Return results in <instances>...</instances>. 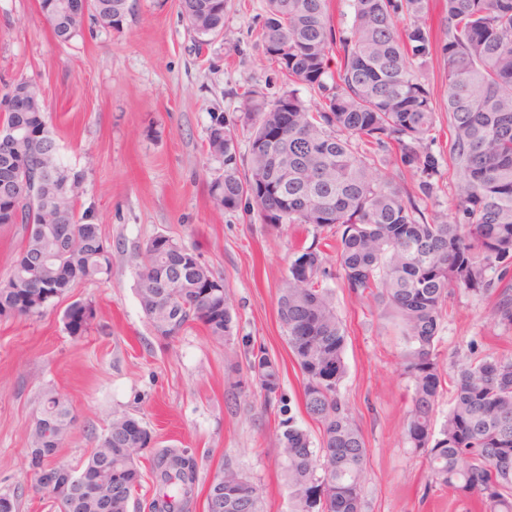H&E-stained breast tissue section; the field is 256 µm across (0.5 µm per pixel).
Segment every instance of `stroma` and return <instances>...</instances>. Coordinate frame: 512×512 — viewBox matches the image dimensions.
I'll list each match as a JSON object with an SVG mask.
<instances>
[{
    "label": "stroma",
    "instance_id": "35a3bbf8",
    "mask_svg": "<svg viewBox=\"0 0 512 512\" xmlns=\"http://www.w3.org/2000/svg\"><path fill=\"white\" fill-rule=\"evenodd\" d=\"M120 28L86 22L69 44L40 17V0H0V95L34 82L50 116L58 155L84 171L78 209L112 242L107 279L74 292L95 317L69 332L64 305L32 319H0V495L18 497V512H59L26 475L28 435L44 389L67 399L76 421L60 450L81 464L114 413L137 416L163 444L187 449L199 464L190 512H204L207 487L225 461L260 487L265 512H289L288 490L269 442L284 414L320 442L304 411L301 377L276 310L288 276L291 246L323 245L313 225L262 223L252 200L227 212L208 186L224 173L207 149L210 115L241 112L247 92L273 100L288 88L279 65L263 52L258 32L265 0H228L224 34L196 47L179 0H131ZM436 195L428 211L452 213L456 175L448 155V121L439 119ZM158 234L194 249L224 280L237 316L233 345L209 339L196 325L159 339L140 307L137 265ZM323 287L347 330L346 375L340 392L360 426L368 455L364 512H469L467 502L429 480L425 456L405 438L411 405L403 373L400 328L373 299L343 288L334 260ZM496 294L452 295L439 331L444 367L470 354H512V324L492 316ZM264 346L282 366L281 403L263 407L253 393H235L247 344Z\"/></svg>",
    "mask_w": 512,
    "mask_h": 512
}]
</instances>
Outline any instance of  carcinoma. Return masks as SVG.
<instances>
[{
    "mask_svg": "<svg viewBox=\"0 0 512 512\" xmlns=\"http://www.w3.org/2000/svg\"><path fill=\"white\" fill-rule=\"evenodd\" d=\"M351 25L331 28L328 0H267L262 27L264 53L275 59L288 84L301 83L323 98L311 108L296 90L266 102L247 97L234 117L213 114L209 153L224 161V175L210 184L214 203L227 212L251 198L266 224H312L336 235V258L344 288L369 295L399 319L405 341L404 374L412 384L405 436L423 454L432 483L474 500L481 512H512V356H485L457 366L453 396L440 431L434 414L445 370L435 343L448 297L460 289L493 290L512 272V0H439L442 20L432 33L424 22L432 0H348ZM226 0H179L180 14L199 45L224 31ZM43 19L67 43L80 23L52 0H40ZM410 21L399 28V19ZM439 47L448 86V153L457 174L454 216L426 213L418 200L432 198L439 158L432 150L437 112L421 69ZM339 58L328 75L330 55ZM332 84H327L326 77ZM3 125L20 135L0 140V176L48 151L58 155L45 112L14 110L0 98ZM251 130L247 172L236 149L238 126ZM395 148L393 164L419 172L410 192L386 175H375L379 153ZM288 157V177L279 169ZM84 172L56 160L46 186L27 182L19 200L0 201V225L25 229L9 275L0 280V319L41 316L80 285L111 272L112 243L101 225L79 212ZM51 208L54 223H42ZM323 252L297 245L288 279L279 289L277 313L301 374L306 414L322 426L321 446L293 417L279 423L274 447L288 487L290 512H323L322 492L337 512H363L362 477L367 458L363 433L340 394L345 375L346 329L333 296L322 287ZM206 280L219 295L169 284L170 273ZM498 271L497 279L487 276ZM136 294L156 335L174 337L191 323L216 342L234 341V317L224 279L194 251L167 235L149 239L138 269ZM494 315L512 322V292L499 295ZM72 334L94 317L88 303L64 312ZM245 383L265 404L279 397L281 370L264 346L251 347ZM42 417L29 435L28 468L51 448L41 422L66 439L75 416L54 390L42 396ZM150 430L121 412L79 467L77 480L105 450L112 451V510L130 512L149 455L156 481L150 512H189L198 463L185 448H146ZM237 483L248 496L224 495V512H263L260 489L228 464L209 490ZM60 512H100L94 499L64 498Z\"/></svg>",
    "mask_w": 512,
    "mask_h": 512,
    "instance_id": "obj_1",
    "label": "carcinoma"
}]
</instances>
